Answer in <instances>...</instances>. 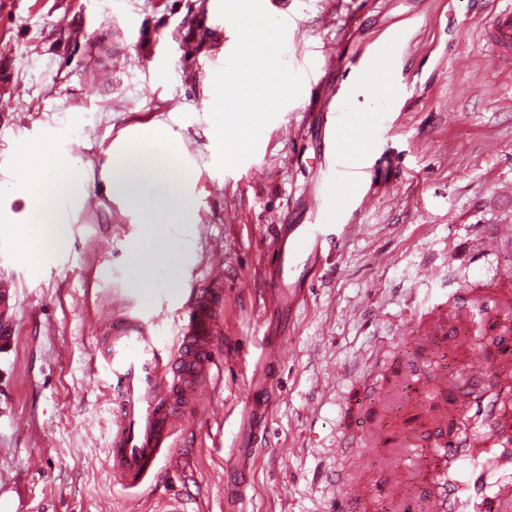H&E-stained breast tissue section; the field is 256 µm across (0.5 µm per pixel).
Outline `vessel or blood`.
<instances>
[{
  "label": "vessel or blood",
  "mask_w": 512,
  "mask_h": 512,
  "mask_svg": "<svg viewBox=\"0 0 512 512\" xmlns=\"http://www.w3.org/2000/svg\"><path fill=\"white\" fill-rule=\"evenodd\" d=\"M484 36L493 49L492 64L512 67V5L492 8L486 16ZM407 40L403 29H390L371 40L353 66L360 82L385 78L396 83ZM371 133L367 129L333 123L329 146L335 166L329 193L316 209L312 223L280 224L267 245L274 293L292 287L306 270L314 269L330 251L329 224L343 223L346 202L363 183L368 169ZM154 289H137L124 312L114 319L106 338L105 358L112 372V437L106 465L113 477L128 488L153 486L162 458L175 452L174 435L180 413L193 401L197 387L210 380L219 364L215 344L224 305L221 283L194 288L174 310L176 340L160 345L156 319L143 310ZM494 289L473 288L460 296L462 305L482 309L492 319L498 308ZM479 307V306H478ZM423 341L427 348L447 345L473 349L474 364L482 368L495 361L461 390L448 382L446 367L422 375L423 392L413 394L410 371L398 374L385 394V411L367 416L353 408L349 431L339 453L358 447L396 450L419 443L410 464H393L374 485L352 480L348 469L336 470L334 482L347 489L358 504L377 499L391 512H512V408L501 393L512 382V328L496 336L497 352L488 355L474 328L448 321L441 309L425 317Z\"/></svg>",
  "instance_id": "b4317fda"
}]
</instances>
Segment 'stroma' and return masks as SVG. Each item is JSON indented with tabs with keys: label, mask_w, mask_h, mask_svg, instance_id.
Masks as SVG:
<instances>
[{
	"label": "stroma",
	"mask_w": 512,
	"mask_h": 512,
	"mask_svg": "<svg viewBox=\"0 0 512 512\" xmlns=\"http://www.w3.org/2000/svg\"><path fill=\"white\" fill-rule=\"evenodd\" d=\"M231 0H0V185L17 147L58 133L97 209L66 200L64 244L44 262L0 235V277L17 291L0 313V512H157L170 496L188 512H332L328 472L376 479L407 449L336 445L348 402L380 407L363 382L389 385L396 364L435 358L416 337L429 301L462 286L504 287L512 255V72L490 62L471 0H292L288 25L266 51L292 92L268 113L232 167L212 156L210 79L223 72L235 31ZM407 26L408 89L380 122L371 171L349 202L332 250L276 307L266 243L281 220L308 224L325 188V97L345 78L329 66L305 82L312 55H358L385 30ZM164 126L190 169L195 221L172 224L179 270L158 276L156 333L172 342V310L186 288L224 284L221 377L196 395L204 417L177 434L156 493L124 489L105 465L111 385L101 347L134 286L131 246L140 213L105 193L101 176L144 126ZM501 248L485 251L486 234ZM281 352L266 421L248 412L263 352ZM250 476L241 497L224 481Z\"/></svg>",
	"instance_id": "35a3bbf8"
}]
</instances>
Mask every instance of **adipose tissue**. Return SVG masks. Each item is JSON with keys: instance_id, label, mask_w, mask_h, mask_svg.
I'll use <instances>...</instances> for the list:
<instances>
[{"instance_id": "adipose-tissue-1", "label": "adipose tissue", "mask_w": 512, "mask_h": 512, "mask_svg": "<svg viewBox=\"0 0 512 512\" xmlns=\"http://www.w3.org/2000/svg\"><path fill=\"white\" fill-rule=\"evenodd\" d=\"M233 21L243 34L242 50L212 85L211 108L222 117L211 128L209 137L218 162L233 165L251 143L268 112L288 92V77L281 64L262 55V44L276 28L273 20L257 14L250 0H237ZM107 188L111 195L128 200L143 213L147 230L134 244V253H149L147 264L134 267L135 283L155 278L180 264L178 246L163 239L160 226L190 224L194 204L187 192L186 178L179 165L177 147L161 126L141 129L133 144L113 160ZM10 193L34 203L25 225L0 222V233L12 237L17 251L24 256L42 258V240L62 242L61 226L50 224V215L40 205L43 197L76 198L85 192V184L74 166L65 164L48 144H27L18 150L17 170Z\"/></svg>"}]
</instances>
